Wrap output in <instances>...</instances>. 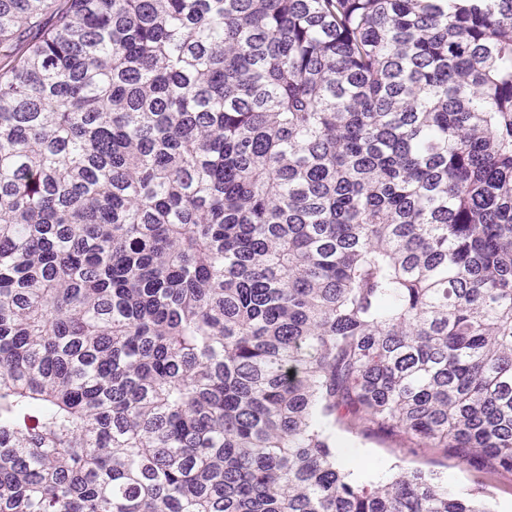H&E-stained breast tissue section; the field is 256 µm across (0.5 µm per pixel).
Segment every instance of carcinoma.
<instances>
[{"label": "carcinoma", "instance_id": "1", "mask_svg": "<svg viewBox=\"0 0 512 512\" xmlns=\"http://www.w3.org/2000/svg\"><path fill=\"white\" fill-rule=\"evenodd\" d=\"M512 0H0V512H490ZM336 441L345 447L337 448L338 458L345 469L353 471L354 477L363 476L375 482H383L397 470L398 465H404L437 473L448 485V491L453 494L468 493L475 486L472 473L464 465L441 454L404 456L389 441L356 437L338 427ZM401 458L405 462H401ZM365 463L369 465L366 466Z\"/></svg>", "mask_w": 512, "mask_h": 512}]
</instances>
